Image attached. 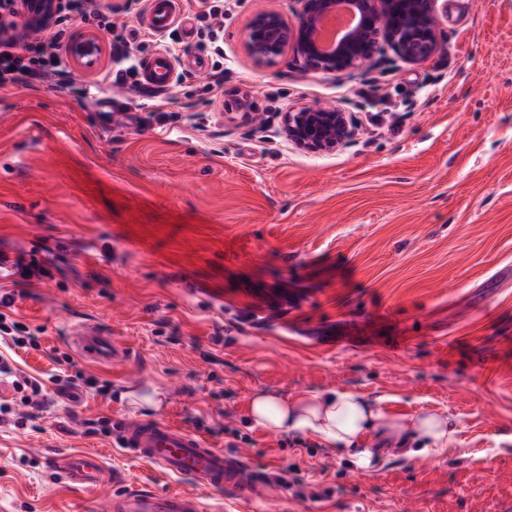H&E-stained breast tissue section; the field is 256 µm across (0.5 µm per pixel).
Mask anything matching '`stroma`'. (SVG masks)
<instances>
[{
	"instance_id": "stroma-1",
	"label": "stroma",
	"mask_w": 512,
	"mask_h": 512,
	"mask_svg": "<svg viewBox=\"0 0 512 512\" xmlns=\"http://www.w3.org/2000/svg\"><path fill=\"white\" fill-rule=\"evenodd\" d=\"M299 10L233 0L223 101L183 88L163 131L141 110L104 124L52 87L0 91V251L53 262L12 286L40 350L0 340V357L43 381L66 355L112 385L41 407L0 381V512H93L134 489L193 495L202 512H512V0H436L442 45L417 64L384 45L350 73L305 70L291 41L256 65L241 42L253 16L293 28ZM314 105L355 122L335 153L283 137L282 112ZM77 319L128 360L76 356ZM131 382L163 406L133 404ZM261 390L351 391L394 417L441 413L456 433L424 453L369 435L364 469L254 428ZM103 417L172 420L264 490L243 503L170 475L100 434ZM73 450L101 460L98 491L56 471Z\"/></svg>"
}]
</instances>
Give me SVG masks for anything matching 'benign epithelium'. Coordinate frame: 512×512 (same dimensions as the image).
<instances>
[{
  "label": "benign epithelium",
  "mask_w": 512,
  "mask_h": 512,
  "mask_svg": "<svg viewBox=\"0 0 512 512\" xmlns=\"http://www.w3.org/2000/svg\"><path fill=\"white\" fill-rule=\"evenodd\" d=\"M337 0H299V23L295 33L302 68L338 73L357 69L371 61L384 42L406 63H418L436 52L440 46L434 3L423 0L420 13L411 18L404 38L395 31L399 20L408 17L409 0H350L356 6L357 22L337 38L330 52L321 51L313 38L316 23L336 6ZM287 29L278 14L256 15L243 37L247 54L258 65L280 51L279 41ZM98 40L85 37V44L74 45L76 64L91 67ZM284 137L289 144L312 154H330L341 148L350 137L347 113L337 107L312 106L284 116Z\"/></svg>",
  "instance_id": "benign-epithelium-1"
}]
</instances>
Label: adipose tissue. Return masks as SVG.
<instances>
[{
  "mask_svg": "<svg viewBox=\"0 0 512 512\" xmlns=\"http://www.w3.org/2000/svg\"><path fill=\"white\" fill-rule=\"evenodd\" d=\"M248 419L265 431L313 436L324 447L353 454L363 468L371 467L374 459L373 449L363 445L370 433L389 442L420 439L444 448L455 432L447 417H392L380 409L378 400L346 390L291 398L263 391L252 398Z\"/></svg>",
  "mask_w": 512,
  "mask_h": 512,
  "instance_id": "adipose-tissue-1",
  "label": "adipose tissue"
}]
</instances>
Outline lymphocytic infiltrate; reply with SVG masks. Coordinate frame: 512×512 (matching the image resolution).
Instances as JSON below:
<instances>
[{"mask_svg": "<svg viewBox=\"0 0 512 512\" xmlns=\"http://www.w3.org/2000/svg\"><path fill=\"white\" fill-rule=\"evenodd\" d=\"M224 4L225 0H185L199 24L197 49L214 58L204 91L215 98L224 92L223 51L219 44L224 30ZM21 11L22 0H0V90L17 84L35 87L44 83L68 91L77 88L67 50L70 28L80 21L113 34L110 64L88 87L77 88L83 96L92 98L105 95L114 87L124 88L126 98L111 101L116 112L139 109L140 98H152L151 114L160 125L165 123L169 108L177 106V96L151 89L139 79L141 55L152 41L151 34L137 40L128 38L113 22L111 8L101 0H56L53 14L34 34L20 25ZM15 301L14 292L0 293V337L9 338L18 349H39V338L30 326L14 318L11 309Z\"/></svg>", "mask_w": 512, "mask_h": 512, "instance_id": "obj_1", "label": "lymphocytic infiltrate"}]
</instances>
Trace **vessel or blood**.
<instances>
[{
    "label": "vessel or blood",
    "mask_w": 512,
    "mask_h": 512,
    "mask_svg": "<svg viewBox=\"0 0 512 512\" xmlns=\"http://www.w3.org/2000/svg\"><path fill=\"white\" fill-rule=\"evenodd\" d=\"M144 24L147 29L164 33L172 28L189 30L190 22L181 9V0H150ZM145 85L167 88L173 79V62L163 51L145 57L142 62ZM68 340L86 361L108 365L124 361L123 346L102 335L94 326L79 322L71 326ZM122 443L131 455L154 463L166 472L195 479L214 489L234 492L239 499L252 500L260 483L252 470L236 456L207 446L204 441L162 419L133 417L119 427ZM58 471L80 488L104 484L105 472L97 457L74 453L57 459ZM108 512H202L198 499L183 493L156 494L130 491L111 496Z\"/></svg>",
    "instance_id": "1"
}]
</instances>
